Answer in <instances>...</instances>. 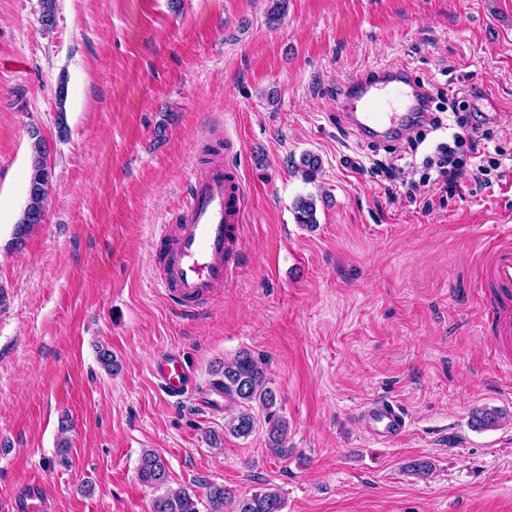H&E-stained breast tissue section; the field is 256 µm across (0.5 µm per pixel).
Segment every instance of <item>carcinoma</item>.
<instances>
[{"label": "carcinoma", "instance_id": "1", "mask_svg": "<svg viewBox=\"0 0 512 512\" xmlns=\"http://www.w3.org/2000/svg\"><path fill=\"white\" fill-rule=\"evenodd\" d=\"M56 22V0H41L40 23L43 29L50 30ZM48 149L38 134H33L31 145V163L27 185V205L22 217L15 225V239L20 240L39 224V217L45 215L47 196L39 190L40 184L52 178V168L47 160ZM321 159L313 153H304L295 168L305 179H313L321 169ZM295 220L299 224L313 225L316 220V205L313 197H299L293 205ZM212 385L224 393L234 407L228 419L224 420V434L235 438H248L256 430L258 417L253 404L264 409L275 404V393L269 387L258 361L248 351L242 350L223 367L216 370ZM502 414L495 409H478L471 415V424L478 430L496 427ZM269 450L279 458L288 457L285 446V424L269 414ZM138 479L153 488L162 491L152 502L151 512H200L196 496L184 486L170 485L167 465L162 457L146 450L140 458L137 469ZM207 512H224L227 507L232 512H282L284 500L277 490L267 488L250 496L236 497L233 491L222 485L212 484L207 493Z\"/></svg>", "mask_w": 512, "mask_h": 512}]
</instances>
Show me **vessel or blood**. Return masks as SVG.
Here are the masks:
<instances>
[{
  "label": "vessel or blood",
  "mask_w": 512,
  "mask_h": 512,
  "mask_svg": "<svg viewBox=\"0 0 512 512\" xmlns=\"http://www.w3.org/2000/svg\"><path fill=\"white\" fill-rule=\"evenodd\" d=\"M420 89L403 73L382 72L356 82L353 101L361 111L351 113L352 123L370 135L393 137L408 125ZM404 100L406 111L393 109L394 99ZM245 187L235 169L215 158L194 172L191 190L176 213V221L163 225L157 236L154 263L158 284L173 306L197 315L225 287L240 263V236L245 212ZM487 286L486 328L502 348L512 347V232L491 237L485 248ZM155 375L174 396L191 386V372L173 349L162 351ZM360 419L364 429L381 440H395L406 432V418L392 403L365 407ZM19 512H46L48 492L42 479L22 485Z\"/></svg>",
  "instance_id": "vessel-or-blood-1"
}]
</instances>
